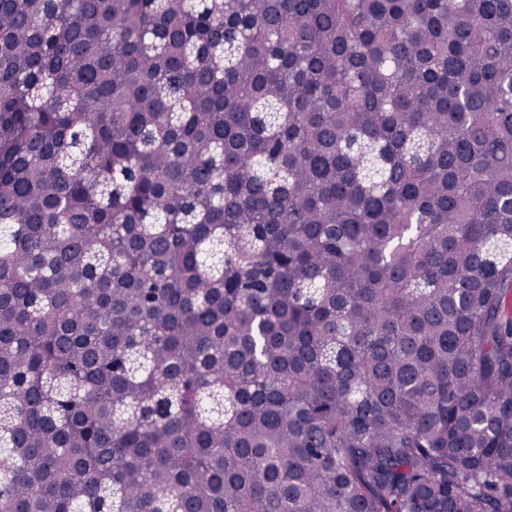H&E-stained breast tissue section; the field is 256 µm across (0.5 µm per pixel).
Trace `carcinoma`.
I'll return each instance as SVG.
<instances>
[{
  "label": "carcinoma",
  "mask_w": 512,
  "mask_h": 512,
  "mask_svg": "<svg viewBox=\"0 0 512 512\" xmlns=\"http://www.w3.org/2000/svg\"><path fill=\"white\" fill-rule=\"evenodd\" d=\"M512 0H0V512H512Z\"/></svg>",
  "instance_id": "carcinoma-1"
}]
</instances>
